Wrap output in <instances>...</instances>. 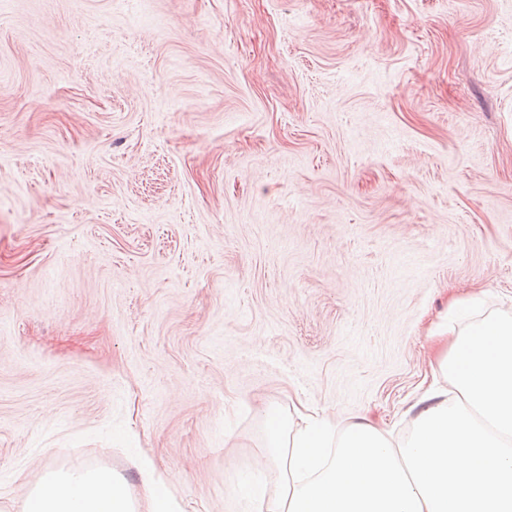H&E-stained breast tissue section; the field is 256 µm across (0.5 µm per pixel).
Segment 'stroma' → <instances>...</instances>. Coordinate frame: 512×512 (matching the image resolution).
<instances>
[{"label":"stroma","mask_w":512,"mask_h":512,"mask_svg":"<svg viewBox=\"0 0 512 512\" xmlns=\"http://www.w3.org/2000/svg\"><path fill=\"white\" fill-rule=\"evenodd\" d=\"M512 312V0H0V512L106 467L275 487L263 411L393 436Z\"/></svg>","instance_id":"obj_1"}]
</instances>
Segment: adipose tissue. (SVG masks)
<instances>
[{"label": "adipose tissue", "instance_id": "obj_1", "mask_svg": "<svg viewBox=\"0 0 512 512\" xmlns=\"http://www.w3.org/2000/svg\"><path fill=\"white\" fill-rule=\"evenodd\" d=\"M455 302L431 338V386L399 442L366 417L335 425L299 403L266 408V458L282 490L242 480L249 512H512V313L481 320ZM21 512H137L98 467L46 472Z\"/></svg>", "mask_w": 512, "mask_h": 512}]
</instances>
